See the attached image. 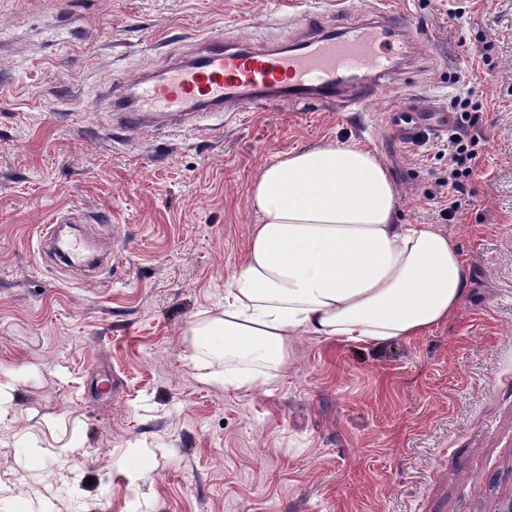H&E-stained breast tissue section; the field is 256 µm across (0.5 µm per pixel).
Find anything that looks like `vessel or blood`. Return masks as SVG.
<instances>
[{
    "label": "vessel or blood",
    "instance_id": "vessel-or-blood-1",
    "mask_svg": "<svg viewBox=\"0 0 512 512\" xmlns=\"http://www.w3.org/2000/svg\"><path fill=\"white\" fill-rule=\"evenodd\" d=\"M410 23L377 11L350 22L308 12L289 41L243 42L205 36L185 57L137 78L130 93L113 97L114 121L133 132L153 126L179 135L198 131L211 113L236 114L259 105L315 104L360 108L389 87L388 70L414 47ZM401 141L414 143L445 132L430 105L407 99L388 113ZM42 252L52 266L81 272L99 250L95 232L64 233L46 224Z\"/></svg>",
    "mask_w": 512,
    "mask_h": 512
}]
</instances>
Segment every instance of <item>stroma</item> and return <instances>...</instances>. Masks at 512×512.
I'll return each instance as SVG.
<instances>
[{
	"instance_id": "stroma-1",
	"label": "stroma",
	"mask_w": 512,
	"mask_h": 512,
	"mask_svg": "<svg viewBox=\"0 0 512 512\" xmlns=\"http://www.w3.org/2000/svg\"><path fill=\"white\" fill-rule=\"evenodd\" d=\"M309 6L0 0V512H512V0H322L347 20L404 14L433 57L408 92L480 138L444 224L468 268L455 315L386 345L296 337L279 382L251 393L188 361L185 330L223 304L277 154L355 139L402 223L441 222L448 136L394 140L389 93L210 114L180 137L112 131L111 83L205 35L288 39ZM64 220L98 225L111 266L46 269L41 227Z\"/></svg>"
}]
</instances>
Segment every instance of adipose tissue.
Segmentation results:
<instances>
[{"mask_svg": "<svg viewBox=\"0 0 512 512\" xmlns=\"http://www.w3.org/2000/svg\"><path fill=\"white\" fill-rule=\"evenodd\" d=\"M259 222L224 306L189 322L198 378L251 392L275 385L307 335L408 341L458 309L467 271L437 224H402L379 155L356 140L278 154L250 187Z\"/></svg>", "mask_w": 512, "mask_h": 512, "instance_id": "obj_1", "label": "adipose tissue"}]
</instances>
